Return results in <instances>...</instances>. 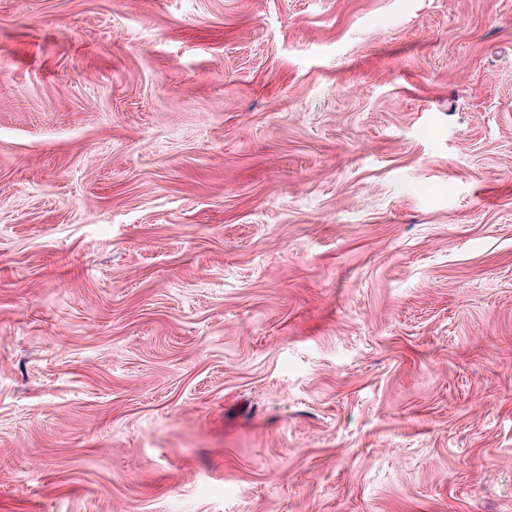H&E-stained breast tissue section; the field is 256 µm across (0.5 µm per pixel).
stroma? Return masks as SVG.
Returning a JSON list of instances; mask_svg holds the SVG:
<instances>
[{
  "label": "stroma",
  "instance_id": "35a3bbf8",
  "mask_svg": "<svg viewBox=\"0 0 512 512\" xmlns=\"http://www.w3.org/2000/svg\"><path fill=\"white\" fill-rule=\"evenodd\" d=\"M0 512H512V0H0Z\"/></svg>",
  "mask_w": 512,
  "mask_h": 512
}]
</instances>
